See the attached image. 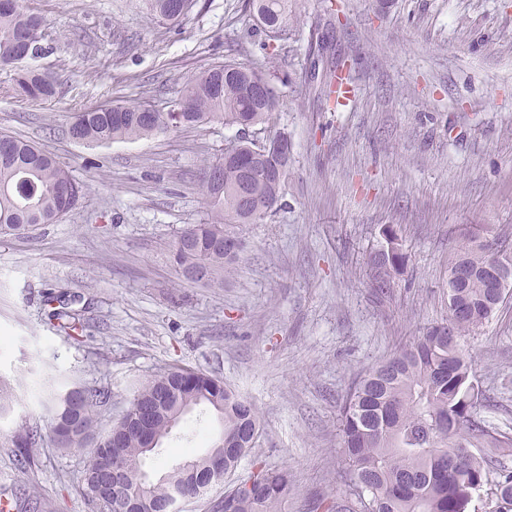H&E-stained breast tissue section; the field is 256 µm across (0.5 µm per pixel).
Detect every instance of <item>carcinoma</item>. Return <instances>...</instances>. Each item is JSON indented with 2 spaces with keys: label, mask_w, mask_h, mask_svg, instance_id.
Masks as SVG:
<instances>
[{
  "label": "carcinoma",
  "mask_w": 512,
  "mask_h": 512,
  "mask_svg": "<svg viewBox=\"0 0 512 512\" xmlns=\"http://www.w3.org/2000/svg\"><path fill=\"white\" fill-rule=\"evenodd\" d=\"M170 0H146L151 17L162 24L185 19L168 15ZM266 28H280L288 19V0H248ZM42 18L28 11L21 0H0V68L16 70L19 95L50 100L57 94L46 74L21 66L19 49L31 41L27 58L50 55L54 47L42 42ZM265 82L273 89L268 102L257 100L253 84ZM289 79L267 62L249 65L217 63L187 80L172 113L141 119L146 103L112 104L102 112L95 107L77 113L71 125L77 141L107 145L135 141L164 133L170 122L198 127L219 122L249 129L269 127L282 101ZM289 157L254 155L251 143L240 138L224 148V156L203 168L201 182L210 222L182 229L172 244L180 279L192 284H221L224 274L244 251L232 245L228 224H255L278 206L288 178ZM252 166L254 190L249 206L239 202L235 187L240 171ZM86 185L54 156L35 144L0 134V235L21 234L39 224H54L84 194ZM385 245L369 256L371 285L380 293L392 287L407 255L397 234L384 232ZM488 250L474 236L448 266V322L426 328L412 343L401 347L382 363L366 370L346 393L340 405L341 445L346 462L344 483L348 493L328 505L329 512H468L474 495L492 482L495 489L512 490V469L503 460L512 456V438L492 434L479 416L485 401L473 372L472 360L458 338L488 320L498 307L493 289L476 276L457 287L454 269L467 266L482 271L499 256H507L503 242ZM51 318L60 331L79 340L83 323L68 310L60 296ZM111 392L98 386L71 384L50 391L52 433L60 448H82L95 424L94 412L107 407ZM134 400L160 407L152 425L155 435L169 434V417L186 404L208 405L224 421V441H215L208 453L189 459L147 487L133 482L144 462L140 435L132 423L119 420L94 448L84 471L86 494L104 512H164L176 493L203 498L220 484L223 475L212 473L211 457L224 453V472H232L248 455L260 433L256 407L200 371L164 370L144 383ZM40 434L25 429L12 443L21 449L15 459L19 473L31 464L29 449ZM127 475L112 479V466ZM247 480L252 488L224 499V512H282L293 490L286 470L258 466Z\"/></svg>",
  "instance_id": "obj_1"
}]
</instances>
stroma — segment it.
<instances>
[{
    "label": "stroma",
    "mask_w": 512,
    "mask_h": 512,
    "mask_svg": "<svg viewBox=\"0 0 512 512\" xmlns=\"http://www.w3.org/2000/svg\"><path fill=\"white\" fill-rule=\"evenodd\" d=\"M56 48L35 68L52 101L15 92L0 69V133L34 142L86 185L58 223L0 235V485L22 480L41 512H95L84 465L94 448L57 447L50 383L102 385L110 405L96 437L156 372L187 367L253 402L261 435L225 487L255 461L288 470L286 512H323L346 487L339 406L357 377L448 317V264L470 233L512 252V0H297L269 32L245 0H198L180 24L151 19L145 0H24ZM287 72L275 128L293 154L286 192L256 224L223 285L183 282L171 244L209 219L200 172L238 127L173 128L132 142L79 144L74 113L107 102L173 109L195 73L261 55ZM353 61L345 108L304 82L311 63ZM396 230L407 266L385 295L367 257ZM81 315L82 342L59 331L49 293ZM462 345L486 402L480 415L512 436V297ZM38 428L25 475L13 437ZM221 421L198 406L145 461L160 477L206 453Z\"/></svg>",
    "instance_id": "obj_1"
}]
</instances>
